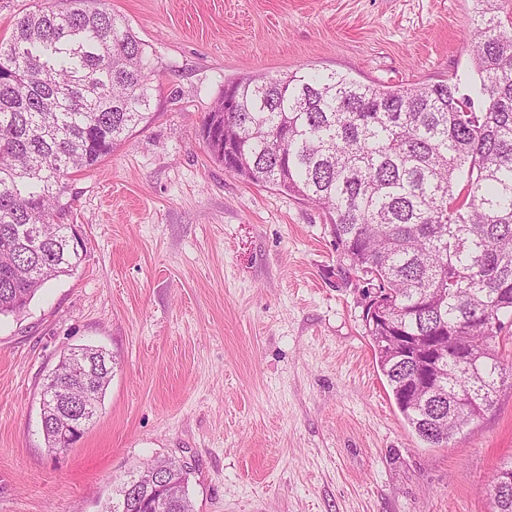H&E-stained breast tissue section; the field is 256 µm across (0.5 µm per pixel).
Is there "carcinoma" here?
Instances as JSON below:
<instances>
[{
    "instance_id": "1",
    "label": "carcinoma",
    "mask_w": 512,
    "mask_h": 512,
    "mask_svg": "<svg viewBox=\"0 0 512 512\" xmlns=\"http://www.w3.org/2000/svg\"><path fill=\"white\" fill-rule=\"evenodd\" d=\"M66 0L38 7L0 42V316L23 311L50 280L76 269L83 247L58 222L69 172L96 166L151 120L146 45L118 14ZM472 76L432 85L365 84L336 72L255 73L224 84L202 121L224 169L325 210L350 266L375 283L392 326L365 320L395 404L418 437L446 448L495 405L512 378L499 350L512 324V27L499 0H476ZM230 112H225V109ZM455 331L435 397L404 400L415 358L384 337L416 341ZM112 355L71 348L46 381L86 398L97 417ZM156 490L104 512H195L188 472L174 459ZM493 468V512H512Z\"/></svg>"
}]
</instances>
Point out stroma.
I'll use <instances>...</instances> for the list:
<instances>
[{"label": "stroma", "mask_w": 512, "mask_h": 512, "mask_svg": "<svg viewBox=\"0 0 512 512\" xmlns=\"http://www.w3.org/2000/svg\"><path fill=\"white\" fill-rule=\"evenodd\" d=\"M146 44L154 117L66 177L71 274L0 316V512H102L154 458L196 512H489L512 458V386L433 448L374 358L371 286L327 214L211 160L201 121L227 80L313 68L431 85L470 69L474 0H104ZM116 358L99 414L46 446L41 395L64 351ZM505 470H510L512 473V458L495 465L485 488L494 505L492 512H512V486L505 491L500 485V479Z\"/></svg>", "instance_id": "1"}]
</instances>
